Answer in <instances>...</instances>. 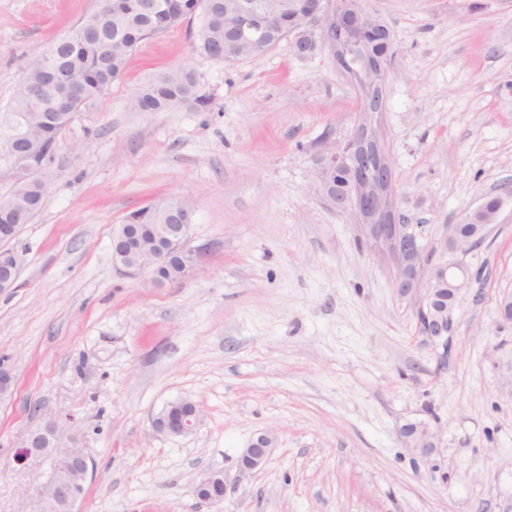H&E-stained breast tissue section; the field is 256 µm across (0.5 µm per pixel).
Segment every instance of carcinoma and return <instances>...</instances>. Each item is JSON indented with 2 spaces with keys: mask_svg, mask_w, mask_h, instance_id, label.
Instances as JSON below:
<instances>
[{
  "mask_svg": "<svg viewBox=\"0 0 512 512\" xmlns=\"http://www.w3.org/2000/svg\"><path fill=\"white\" fill-rule=\"evenodd\" d=\"M312 0H284L283 21L279 31L271 34L257 31L253 50L233 45L228 34L235 28L238 16L232 0H105V7H96L86 14L77 29L82 36L60 43L58 62L66 69L69 86L75 95L67 105L65 115L58 116L60 97L68 86L57 84L53 75L47 72L40 55H34L25 67L15 88L13 110L0 114V140L12 135L21 116L28 118L29 136L39 140L44 147L30 162L44 165L53 158L56 138L72 121L75 114L89 103L99 99L112 82L122 77L134 49L144 39L163 33L179 21L199 17L196 49L201 53L225 63L241 59L260 57L278 45L290 40L294 50L299 25L309 12ZM388 53L395 50L370 42L369 36L345 44L338 56L342 64L340 72L358 90L362 100L376 99V91L362 82L360 74L361 57L365 54ZM210 101L200 77L189 65H179L137 90L129 106L133 112H160L175 107H185L196 112L207 110ZM369 151L365 161L379 168L390 163L385 149L377 143L368 142ZM331 187L342 190L359 183L358 170H333L327 173ZM46 193L35 183L25 196L16 189L0 195V224L18 222L26 224L40 210ZM502 198L489 196L463 224L469 234L477 232L480 224H494L497 221ZM193 208L184 199H170L149 204L132 212L126 219L128 224L139 225L144 256L156 248L159 242L157 226L173 223L176 210Z\"/></svg>",
  "mask_w": 512,
  "mask_h": 512,
  "instance_id": "obj_1",
  "label": "carcinoma"
}]
</instances>
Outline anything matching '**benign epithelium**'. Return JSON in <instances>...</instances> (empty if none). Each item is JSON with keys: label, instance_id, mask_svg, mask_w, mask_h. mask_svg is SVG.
Segmentation results:
<instances>
[{"label": "benign epithelium", "instance_id": "7a95c632", "mask_svg": "<svg viewBox=\"0 0 512 512\" xmlns=\"http://www.w3.org/2000/svg\"><path fill=\"white\" fill-rule=\"evenodd\" d=\"M333 5L330 0H321L318 11L308 23L313 33V40L303 43V57L312 56L317 49L324 48L334 39V32L329 26V16ZM275 10L267 3L253 0L242 5L236 25V37L240 44L250 45L252 40L246 30L267 26ZM348 27L359 26L363 31L393 41L390 29L372 12L364 0H355L353 17L345 21ZM357 143L354 137L343 142H330L322 150L320 158L325 164H348L354 160ZM0 151L13 157L14 165L10 166L12 179L23 184L38 179L39 167L25 161L16 152V142L5 138L0 141ZM365 180L374 181L384 186L390 201H395L398 193L394 170L387 166L375 172L365 173ZM333 204L343 212L351 210L359 222V228L371 250L392 261L393 290L402 301L409 303L419 317L425 313L431 315L432 325L425 327L417 324L418 334L431 343L445 344L447 328L453 327L454 307L437 306L441 300L440 288L448 287L453 297L463 294L469 287L472 273L467 266L457 260V255L465 254L475 247L471 236L462 232V225L448 224L443 237L436 249L451 255V259L434 264L425 254L421 233L415 224H390L386 221L378 202L366 194L348 199L342 193L336 194ZM193 213L188 212L177 224L170 225L172 238L163 250L152 253L144 262L129 264L113 258L116 266L125 275L135 278L149 271L153 282L162 286L166 284L159 274L167 264L171 255L183 257L185 275H190L199 264L202 249H187L185 241ZM21 225L0 224V292L13 290L19 275V262L13 251L7 248L19 234ZM16 378L10 366L0 364V397L13 394ZM201 421L198 406L186 417L171 419L166 412L157 414L153 427L161 434L168 436H186L193 433ZM67 436L61 418L49 416L40 424L25 430L20 437L17 458L20 462L34 461L42 466L30 487V497L34 510L39 512L47 503H53L61 512H76L78 499L74 483L82 479L87 481L93 477V459L85 448H62L59 441ZM403 437L409 446L419 450L423 456L429 455L435 448V435L422 427L414 433H405ZM274 451V437L263 432L259 434L247 448L243 449L238 460V468L242 473H256L265 468ZM228 478L224 471L210 470L194 485V495L201 502L213 507L224 503L227 492Z\"/></svg>", "mask_w": 512, "mask_h": 512}]
</instances>
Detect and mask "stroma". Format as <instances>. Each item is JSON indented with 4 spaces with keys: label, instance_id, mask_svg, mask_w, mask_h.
Returning <instances> with one entry per match:
<instances>
[{
    "label": "stroma",
    "instance_id": "1",
    "mask_svg": "<svg viewBox=\"0 0 512 512\" xmlns=\"http://www.w3.org/2000/svg\"><path fill=\"white\" fill-rule=\"evenodd\" d=\"M394 34L382 123L399 206L432 262L443 228L488 195L504 200L452 343L417 334L389 267L351 213L315 187L324 140L355 130L359 93L327 52L288 42L232 64L196 52L198 19L145 39L124 76L62 131L51 189L14 243L16 288L0 294V359L16 375L0 401V512H32L34 462L21 433L68 414L96 472L80 512H209L193 488L235 477L224 512H512V0H366ZM96 0H0V112L32 55L70 35ZM190 64L207 111L133 112L169 68ZM184 198L183 283L130 279L112 235L132 211ZM201 410L185 437L157 433L167 403ZM436 447H408L405 425ZM266 467L239 475L259 433Z\"/></svg>",
    "mask_w": 512,
    "mask_h": 512
}]
</instances>
